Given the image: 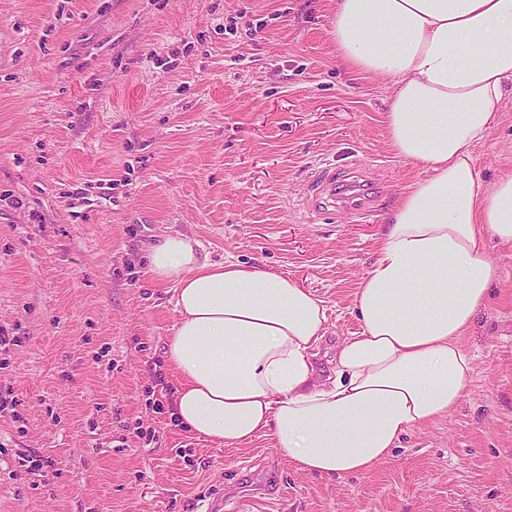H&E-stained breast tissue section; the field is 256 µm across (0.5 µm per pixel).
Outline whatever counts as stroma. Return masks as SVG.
Masks as SVG:
<instances>
[{
	"instance_id": "stroma-1",
	"label": "stroma",
	"mask_w": 512,
	"mask_h": 512,
	"mask_svg": "<svg viewBox=\"0 0 512 512\" xmlns=\"http://www.w3.org/2000/svg\"><path fill=\"white\" fill-rule=\"evenodd\" d=\"M335 0H0V512H512V245L465 348L456 409L367 472L297 471L270 436L225 447L177 424L171 285L142 257L182 232L214 260L323 299L316 365L359 331L353 295L402 190L384 79L347 71ZM512 169V92L470 149ZM381 194L368 221L312 205L323 162ZM52 458L29 471L22 459Z\"/></svg>"
}]
</instances>
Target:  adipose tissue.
<instances>
[{"mask_svg": "<svg viewBox=\"0 0 512 512\" xmlns=\"http://www.w3.org/2000/svg\"><path fill=\"white\" fill-rule=\"evenodd\" d=\"M329 34L344 66L388 80V138L423 172L358 284L362 329L337 345L333 376L314 366L324 303L293 279L211 260L180 232L145 263L174 287L178 422L226 446L271 435L298 470L336 478L446 417L474 371L460 339L498 276L489 242L512 244V170L485 186L470 148L512 87V0H336Z\"/></svg>", "mask_w": 512, "mask_h": 512, "instance_id": "ef3b65f1", "label": "adipose tissue"}]
</instances>
